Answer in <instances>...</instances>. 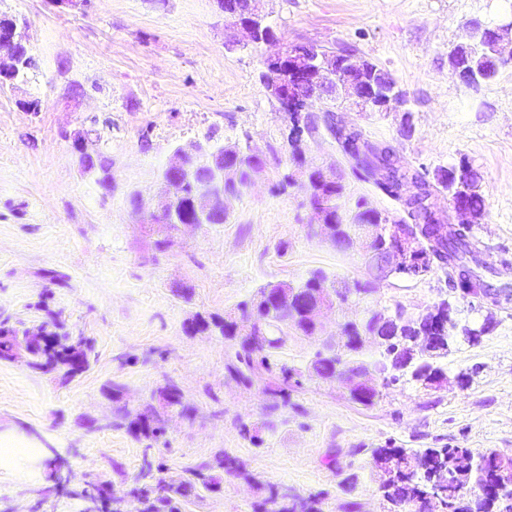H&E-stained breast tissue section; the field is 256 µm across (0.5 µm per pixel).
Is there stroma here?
<instances>
[{"mask_svg": "<svg viewBox=\"0 0 512 512\" xmlns=\"http://www.w3.org/2000/svg\"><path fill=\"white\" fill-rule=\"evenodd\" d=\"M286 43L347 47L376 63L406 92L415 130L396 112L348 111L376 143L428 171L468 157L481 175L484 215L472 232L492 279L512 284V65L494 82L471 87L452 75L448 52L468 24L512 19V0H255ZM0 13L27 23L37 66L29 81L0 88V319L36 328L55 322L90 337L96 359L69 382L20 363L0 364V444L16 446L0 463V512H91L105 483L111 512H141L133 487L151 462L164 475L223 450L264 482L303 497L325 492L321 512H383L375 448L463 447L512 453V305L491 314L456 300L460 324L492 317L493 331L460 345L445 362L442 386L398 384L372 406L342 384L314 377L293 392V408L268 413L262 383L227 378L228 344L215 331L186 332L196 315L224 314L269 282L297 283L315 269L366 282L367 294L325 311L316 335L289 338L281 358L305 369L336 343L349 320L402 306L415 316L448 296L441 271L422 278H372L360 245L342 250L311 236L304 188L272 187L288 163L285 120L259 79L262 55L246 47L216 0H91L87 12L51 0H0ZM40 102L32 111L27 101ZM88 133L106 157L111 188L83 173L73 136ZM240 143L265 160L241 193L227 199L223 224L185 226L167 252L165 229L145 213L158 203L160 173L173 151L206 140ZM308 165L341 176L344 209L365 199L396 216L398 205L356 180L327 131L307 142ZM137 193L145 207L129 203ZM66 278L52 283L49 272ZM472 381L459 387L456 376ZM119 399L104 392L110 381ZM193 413L172 416L153 442L111 428L113 413L138 412L166 381ZM256 427L261 444L244 438ZM358 476L344 492L335 469ZM61 475L64 486L53 477ZM256 490L222 475L219 486L178 498L179 512H253Z\"/></svg>", "mask_w": 512, "mask_h": 512, "instance_id": "1", "label": "stroma"}]
</instances>
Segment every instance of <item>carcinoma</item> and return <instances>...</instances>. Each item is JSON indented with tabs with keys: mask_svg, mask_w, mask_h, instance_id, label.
I'll return each instance as SVG.
<instances>
[{
	"mask_svg": "<svg viewBox=\"0 0 512 512\" xmlns=\"http://www.w3.org/2000/svg\"><path fill=\"white\" fill-rule=\"evenodd\" d=\"M494 44L493 32L485 33L482 46L477 53L468 52L453 60L461 79L471 83L474 76L490 79L495 75V56L491 52ZM321 116L312 112H298L295 122L288 129V158L295 161L301 153L305 138L319 131ZM325 128L335 141L341 144L343 155L351 163L352 174L364 182H373L376 188L393 201H400L399 190L412 184L417 191L415 207L403 211L400 223L417 235L431 251L432 259L425 265L422 275L436 269L441 270L448 285L449 295L459 292L462 298L474 303L486 296L507 306L512 303V286L497 284L475 270L478 263L479 246L472 234V225L451 224L449 217L435 214L426 205V200L439 189L454 191V199L463 202L475 215L485 211V199L479 190L480 173L465 156L455 164L439 168L430 173L414 168L403 160L391 159L390 148L383 143H372L363 139L358 147L343 135L338 124H327ZM85 167L98 170V182L109 187L112 174L109 167L92 150L82 156ZM262 162L260 155L250 147H240L231 156H224V165L236 168V178L224 182V190L237 193L246 186L253 166ZM200 187L194 182L176 184V215L181 224H224L228 214L213 212L201 219L195 210V201ZM309 205L326 212L327 218L338 227L333 242L336 247H349L347 230L360 224L378 223L382 212L367 206L360 199L350 216L341 213L339 201L344 197L341 178L326 180L321 172H314L307 186ZM328 284L343 296L347 293L360 295L367 285L355 281H336L323 270L316 269L300 284L270 282L257 290V294L272 289L281 294L283 301L275 312L267 315L262 344L253 346L247 339V329L253 322L254 301L250 298L236 306L237 314L228 317L218 315L197 318V325L204 329H215L228 342V353L224 369L228 377L236 382L265 383L267 410L271 413L290 404V390L301 385L302 372L280 361L279 353L286 346L288 331L303 336L315 335L300 313L299 301L313 298V291ZM28 330L6 326L0 322V362L15 361L13 349L25 341ZM363 336H381L379 344L383 372L382 385L395 383L411 384L417 388H433L445 380L443 360L448 357L458 337L451 330L438 329L435 324L424 321H404L396 327L384 319L381 312H373L362 321L344 323L339 341L328 347L327 352L318 351L306 366L309 376L326 383H341L366 370L362 356ZM94 345L84 336H71L56 331L48 332L42 345L29 349L27 365L44 372H59L67 381L90 366ZM176 398L174 409L188 416L192 408L183 402L177 385L168 382L159 388L156 401L165 396ZM350 399L358 404H374L379 391L369 388L365 392L349 389ZM157 406L149 403L143 410L131 416L124 414L128 430L154 440L165 435V429L156 417ZM372 464L379 482V489L386 502L387 512H430L426 498L431 485L442 490L441 506L444 512H512V491L507 495L482 494L487 488L499 489L504 478H512V455L505 451L491 450L475 453L469 448H375L371 451ZM223 471L252 483L258 494L256 507L261 512H321V498H304L290 493L274 484L264 483L249 473L235 458L224 451L215 453L212 459L186 470V476L169 483L160 478L154 488L134 491L144 505L142 512H176L174 499L184 497L200 486L206 490L216 488L214 472Z\"/></svg>",
	"mask_w": 512,
	"mask_h": 512,
	"instance_id": "carcinoma-1",
	"label": "carcinoma"
}]
</instances>
